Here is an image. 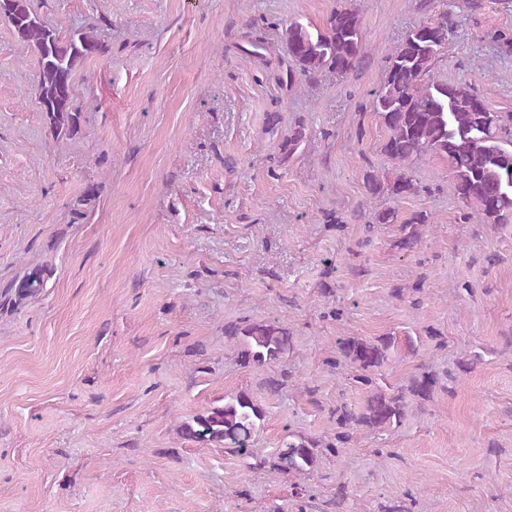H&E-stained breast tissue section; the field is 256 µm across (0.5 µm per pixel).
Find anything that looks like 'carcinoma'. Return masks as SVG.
I'll return each mask as SVG.
<instances>
[{"label": "carcinoma", "instance_id": "cac0c4a2", "mask_svg": "<svg viewBox=\"0 0 512 512\" xmlns=\"http://www.w3.org/2000/svg\"><path fill=\"white\" fill-rule=\"evenodd\" d=\"M8 4V22L18 41L37 54L35 99L50 132L70 140L82 131L84 112L77 102L75 76L84 63L103 53L90 28L67 35L33 12L29 0H0ZM455 19L442 11L410 29L386 55L383 83L372 92L371 106L386 129L381 150L396 165V175L383 178L371 170L364 176L371 197L417 195L422 187L411 166L424 157L448 161L449 175L460 203V220L480 224L512 223V125L486 104L472 82L442 81L434 67ZM284 40L294 67L287 69L288 84L297 76L329 73L346 78L359 71L367 59L363 52V26L358 9L338 6L323 29L292 22ZM432 216L424 211L400 222L399 247L413 251L423 239ZM48 273L29 269L9 287L0 290V311H14L37 299L47 288ZM224 338L245 368L263 372L282 363L290 353L291 331L277 320L240 319L224 324ZM393 334L366 338L339 336L334 356L326 365L347 372L352 383L366 391L357 410L341 402L329 409L336 429L323 438L290 433L278 450L266 456L255 448V436L264 424V409L252 394L240 391L224 397L181 426L184 438L219 445L240 456L249 469L305 476L313 473L324 455L339 456L359 431L377 432L403 425L414 409L423 410L437 389L453 388L460 375L482 359L474 355L458 363L446 378L420 369L406 384L383 387L382 368L401 350ZM288 373L267 376L261 386L270 394L282 392Z\"/></svg>", "mask_w": 512, "mask_h": 512}]
</instances>
